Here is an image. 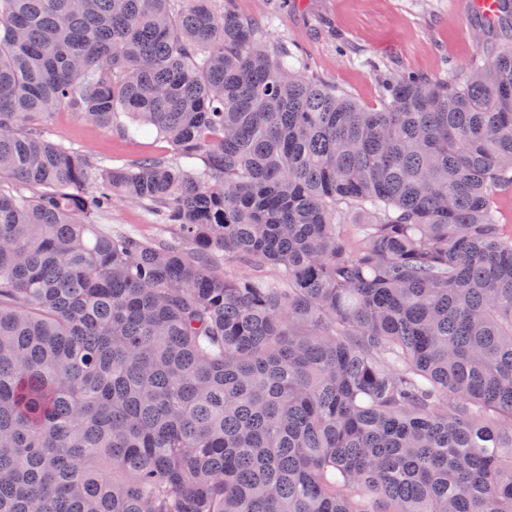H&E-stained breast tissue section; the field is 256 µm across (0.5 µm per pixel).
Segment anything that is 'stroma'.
<instances>
[{
  "label": "stroma",
  "mask_w": 512,
  "mask_h": 512,
  "mask_svg": "<svg viewBox=\"0 0 512 512\" xmlns=\"http://www.w3.org/2000/svg\"><path fill=\"white\" fill-rule=\"evenodd\" d=\"M468 0H231L239 14L262 21L271 45L287 44L303 73L323 81L369 110L381 109L385 74L441 80L460 73L478 52L492 55L512 44L505 34L476 45ZM46 135L107 168L149 157H173L155 132L128 139L61 111L45 124ZM104 231L157 239L161 224L144 206L113 199Z\"/></svg>",
  "instance_id": "obj_1"
}]
</instances>
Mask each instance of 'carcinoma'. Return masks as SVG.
Masks as SVG:
<instances>
[{"label": "carcinoma", "instance_id": "carcinoma-1", "mask_svg": "<svg viewBox=\"0 0 512 512\" xmlns=\"http://www.w3.org/2000/svg\"><path fill=\"white\" fill-rule=\"evenodd\" d=\"M214 2L0 0V512H512V46L365 110ZM44 127L50 141L71 148L102 167L112 168L149 157H175L171 144L155 132L144 131L127 139L82 120L75 112H57ZM104 231L130 235L141 240H156L161 233L157 215L144 206L126 204L119 198H112V208L100 221Z\"/></svg>", "mask_w": 512, "mask_h": 512}]
</instances>
